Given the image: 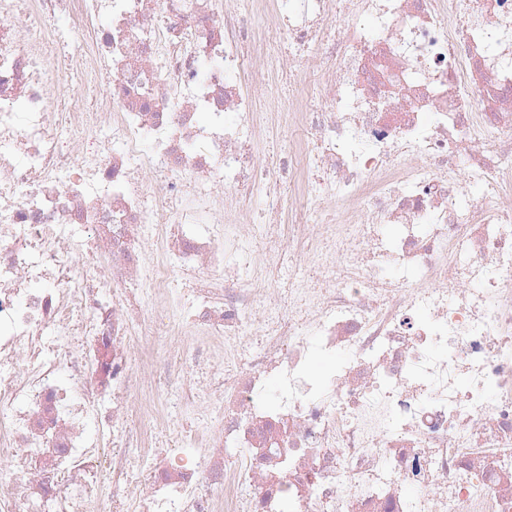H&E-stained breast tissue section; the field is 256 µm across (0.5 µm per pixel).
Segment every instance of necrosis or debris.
I'll return each mask as SVG.
<instances>
[{
	"label": "necrosis or debris",
	"mask_w": 512,
	"mask_h": 512,
	"mask_svg": "<svg viewBox=\"0 0 512 512\" xmlns=\"http://www.w3.org/2000/svg\"><path fill=\"white\" fill-rule=\"evenodd\" d=\"M134 503L512 512V0H0V512Z\"/></svg>",
	"instance_id": "necrosis-or-debris-1"
}]
</instances>
